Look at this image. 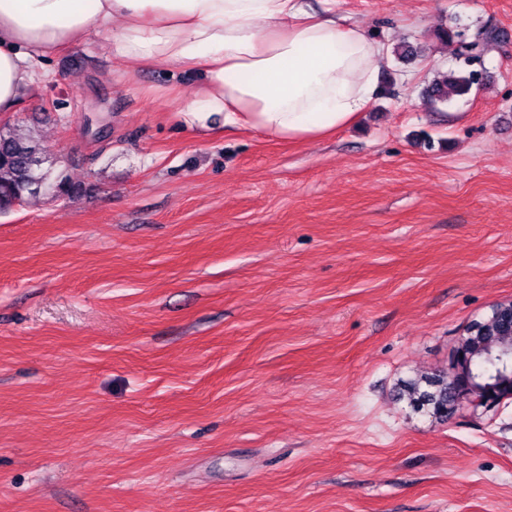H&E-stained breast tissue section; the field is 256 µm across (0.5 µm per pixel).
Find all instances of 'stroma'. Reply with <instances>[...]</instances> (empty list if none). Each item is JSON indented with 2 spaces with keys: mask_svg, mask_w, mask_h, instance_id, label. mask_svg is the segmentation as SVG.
<instances>
[{
  "mask_svg": "<svg viewBox=\"0 0 512 512\" xmlns=\"http://www.w3.org/2000/svg\"><path fill=\"white\" fill-rule=\"evenodd\" d=\"M306 3L387 50L323 139L185 126L102 31L0 113L79 188L0 214V512H512V401L404 394L512 300V0ZM450 26L499 40L436 104ZM478 80L473 71L464 73L461 71L437 72L430 85V97L432 101L446 102L450 93L463 95L477 85Z\"/></svg>",
  "mask_w": 512,
  "mask_h": 512,
  "instance_id": "35a3bbf8",
  "label": "stroma"
}]
</instances>
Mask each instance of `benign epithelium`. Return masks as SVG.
Instances as JSON below:
<instances>
[{
	"label": "benign epithelium",
	"mask_w": 512,
	"mask_h": 512,
	"mask_svg": "<svg viewBox=\"0 0 512 512\" xmlns=\"http://www.w3.org/2000/svg\"><path fill=\"white\" fill-rule=\"evenodd\" d=\"M499 363L494 379L477 376L476 361ZM512 399V301L495 304L490 314L473 322L461 337L454 355V372L448 379V407L466 401L488 408Z\"/></svg>",
	"instance_id": "benign-epithelium-1"
}]
</instances>
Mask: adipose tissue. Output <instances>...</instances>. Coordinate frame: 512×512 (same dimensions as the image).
<instances>
[{"mask_svg": "<svg viewBox=\"0 0 512 512\" xmlns=\"http://www.w3.org/2000/svg\"><path fill=\"white\" fill-rule=\"evenodd\" d=\"M94 30L127 65L198 71L185 123L212 116L284 141L355 123L378 91L384 48L362 27L304 0H0V112L45 76L44 60Z\"/></svg>", "mask_w": 512, "mask_h": 512, "instance_id": "ef3b65f1", "label": "adipose tissue"}]
</instances>
